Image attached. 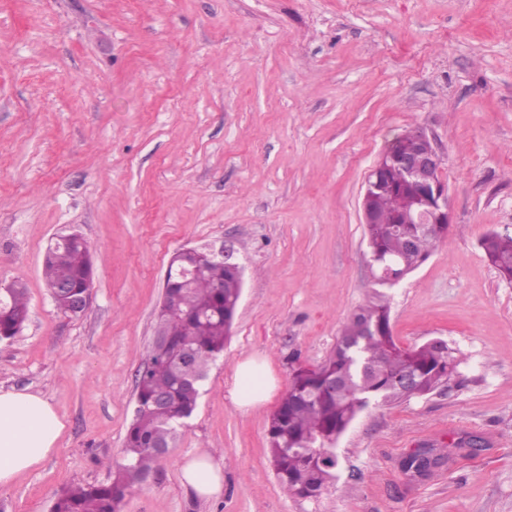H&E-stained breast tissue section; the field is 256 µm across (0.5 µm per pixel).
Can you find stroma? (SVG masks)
Here are the masks:
<instances>
[{"label":"stroma","mask_w":512,"mask_h":512,"mask_svg":"<svg viewBox=\"0 0 512 512\" xmlns=\"http://www.w3.org/2000/svg\"><path fill=\"white\" fill-rule=\"evenodd\" d=\"M415 130L441 158L452 222L381 288L359 202ZM72 231L94 263L75 317L43 279ZM492 231L512 233V0H0V289L23 283L29 303L0 342V386L41 394L65 425L0 512H49L68 485L111 479L170 260L209 242L243 268L232 337L121 512H512V285L479 246ZM378 290L396 343L444 341L458 372L364 410L318 500L291 497L267 442L290 361L322 363ZM249 357L276 389L243 411L227 391ZM424 448L445 461L405 471ZM204 450L224 465L209 501L180 482Z\"/></svg>","instance_id":"stroma-1"}]
</instances>
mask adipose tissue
I'll return each mask as SVG.
<instances>
[{
	"label": "adipose tissue",
	"instance_id": "1",
	"mask_svg": "<svg viewBox=\"0 0 512 512\" xmlns=\"http://www.w3.org/2000/svg\"><path fill=\"white\" fill-rule=\"evenodd\" d=\"M273 387L267 363L248 358L236 365L228 396L238 408L250 409L266 402ZM63 430V421L47 399L0 387V489L44 461ZM181 476L183 485L206 499L219 496L224 488L222 465L208 451L187 456Z\"/></svg>",
	"mask_w": 512,
	"mask_h": 512
}]
</instances>
